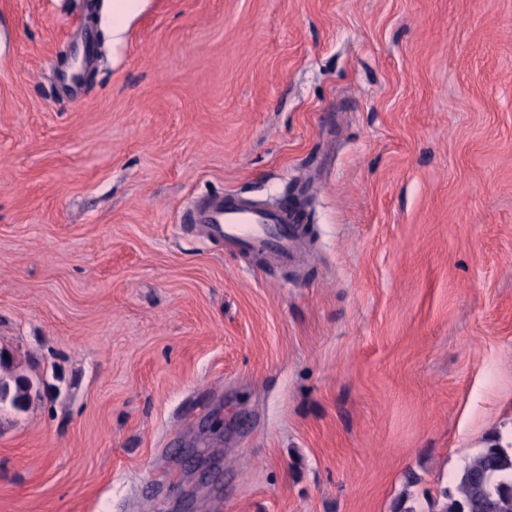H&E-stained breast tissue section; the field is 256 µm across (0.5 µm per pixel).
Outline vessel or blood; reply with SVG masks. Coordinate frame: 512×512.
I'll return each instance as SVG.
<instances>
[{
  "label": "vessel or blood",
  "mask_w": 512,
  "mask_h": 512,
  "mask_svg": "<svg viewBox=\"0 0 512 512\" xmlns=\"http://www.w3.org/2000/svg\"><path fill=\"white\" fill-rule=\"evenodd\" d=\"M71 39L68 54L72 63L58 71L55 79L58 85L74 91L80 88L85 70L95 61L96 46L92 35L80 28ZM186 221L198 225L208 240L242 252L261 249L281 262L293 259L301 246L293 215L240 196L209 198L204 204L193 206Z\"/></svg>",
  "instance_id": "b4317fda"
}]
</instances>
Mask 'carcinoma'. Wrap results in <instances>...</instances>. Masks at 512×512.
<instances>
[{
    "label": "carcinoma",
    "mask_w": 512,
    "mask_h": 512,
    "mask_svg": "<svg viewBox=\"0 0 512 512\" xmlns=\"http://www.w3.org/2000/svg\"><path fill=\"white\" fill-rule=\"evenodd\" d=\"M436 512H512V443L496 437L468 460Z\"/></svg>",
    "instance_id": "obj_1"
}]
</instances>
